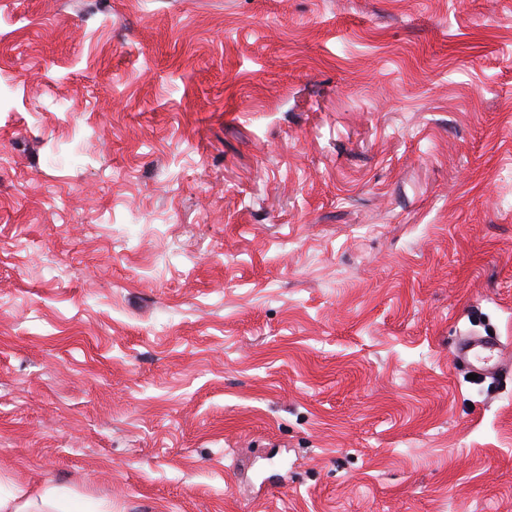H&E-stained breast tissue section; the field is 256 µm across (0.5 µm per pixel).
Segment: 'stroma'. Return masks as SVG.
<instances>
[{"mask_svg": "<svg viewBox=\"0 0 512 512\" xmlns=\"http://www.w3.org/2000/svg\"><path fill=\"white\" fill-rule=\"evenodd\" d=\"M512 0H0V494L512 512ZM459 334L452 351L457 363L481 375L494 374L502 368L503 345L498 336L483 335L475 330Z\"/></svg>", "mask_w": 512, "mask_h": 512, "instance_id": "stroma-1", "label": "stroma"}]
</instances>
